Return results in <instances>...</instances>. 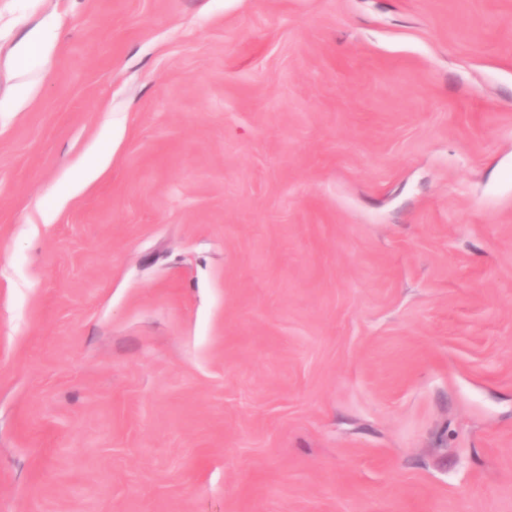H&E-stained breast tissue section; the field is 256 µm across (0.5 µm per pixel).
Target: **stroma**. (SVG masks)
<instances>
[{"instance_id":"stroma-1","label":"stroma","mask_w":512,"mask_h":512,"mask_svg":"<svg viewBox=\"0 0 512 512\" xmlns=\"http://www.w3.org/2000/svg\"><path fill=\"white\" fill-rule=\"evenodd\" d=\"M0 512H512V0H0Z\"/></svg>"}]
</instances>
